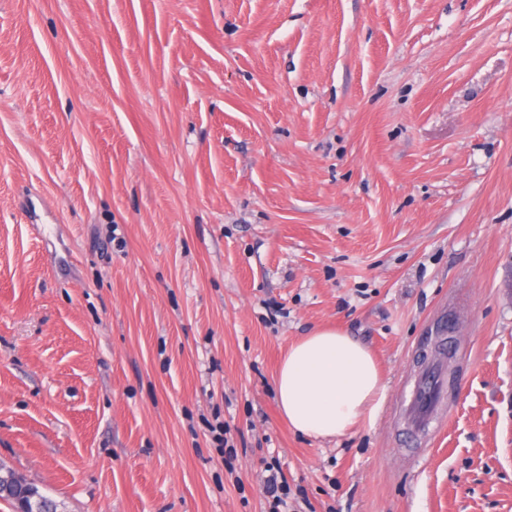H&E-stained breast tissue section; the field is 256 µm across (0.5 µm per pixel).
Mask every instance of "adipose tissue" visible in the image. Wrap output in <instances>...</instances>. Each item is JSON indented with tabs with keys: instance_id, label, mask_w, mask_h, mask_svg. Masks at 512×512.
Wrapping results in <instances>:
<instances>
[{
	"instance_id": "ef3b65f1",
	"label": "adipose tissue",
	"mask_w": 512,
	"mask_h": 512,
	"mask_svg": "<svg viewBox=\"0 0 512 512\" xmlns=\"http://www.w3.org/2000/svg\"><path fill=\"white\" fill-rule=\"evenodd\" d=\"M275 390L289 425L321 438L351 433L373 419L385 399L373 354L337 327L316 328L289 346Z\"/></svg>"
}]
</instances>
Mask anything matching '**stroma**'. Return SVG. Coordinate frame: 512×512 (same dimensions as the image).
I'll return each mask as SVG.
<instances>
[{
  "label": "stroma",
  "instance_id": "obj_1",
  "mask_svg": "<svg viewBox=\"0 0 512 512\" xmlns=\"http://www.w3.org/2000/svg\"><path fill=\"white\" fill-rule=\"evenodd\" d=\"M318 327L387 390L331 440L274 389ZM272 463L288 512H512V0H0V464L268 512ZM443 366L429 362L421 373L404 387L402 398L407 403L411 423L418 431L429 430L432 415L442 400Z\"/></svg>",
  "mask_w": 512,
  "mask_h": 512
}]
</instances>
